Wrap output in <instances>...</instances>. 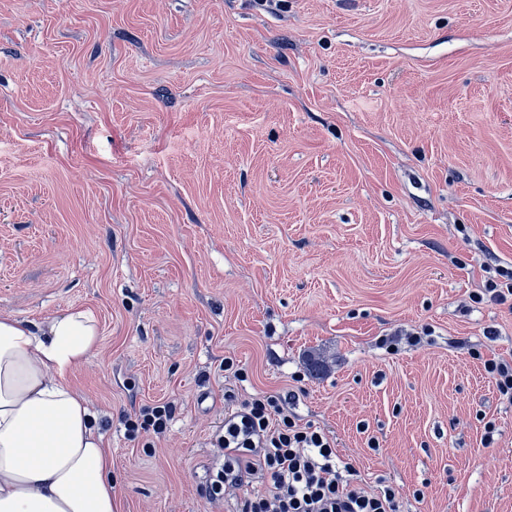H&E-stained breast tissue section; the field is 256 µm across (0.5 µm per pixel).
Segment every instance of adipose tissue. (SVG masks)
I'll list each match as a JSON object with an SVG mask.
<instances>
[{
	"label": "adipose tissue",
	"mask_w": 512,
	"mask_h": 512,
	"mask_svg": "<svg viewBox=\"0 0 512 512\" xmlns=\"http://www.w3.org/2000/svg\"><path fill=\"white\" fill-rule=\"evenodd\" d=\"M100 341L87 310L0 314V512H117L112 458L72 386Z\"/></svg>",
	"instance_id": "ef3b65f1"
}]
</instances>
